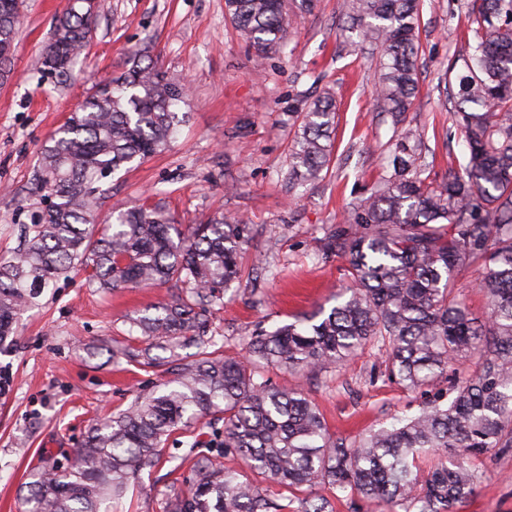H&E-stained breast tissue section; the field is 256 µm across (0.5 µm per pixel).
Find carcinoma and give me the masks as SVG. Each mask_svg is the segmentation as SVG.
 Listing matches in <instances>:
<instances>
[{
    "mask_svg": "<svg viewBox=\"0 0 512 512\" xmlns=\"http://www.w3.org/2000/svg\"><path fill=\"white\" fill-rule=\"evenodd\" d=\"M18 10L19 0H0V65L14 49ZM225 10L260 60L280 52L295 22L284 0H225ZM341 11L377 46L378 108L400 120L419 93L420 0H342ZM469 20L472 43L453 97L469 149L465 175L440 184L420 177L421 136L401 128L392 172L320 239L322 255L348 263L335 305L259 327L242 356L224 354L205 328L209 308L239 281L244 220L219 212L182 233L165 208L141 204L98 224L101 179L165 147L184 85L135 56L51 134L34 178L46 207L24 246L0 258V345L53 279L79 268L98 288L171 283L184 293L137 320L146 345L125 349L130 361L153 367L152 350L179 342L198 353L175 380L96 424L72 457L32 469L24 512H99L193 422L208 424L212 438L188 490L165 512H290L288 497H267L250 473L304 492L301 512H329L321 486L355 492L379 512H456L472 496V460L512 451V0H473ZM94 21L86 0H67L42 50L43 70L66 81ZM298 120L288 183L304 186L330 161L331 92L305 101ZM475 264L482 319L453 283ZM368 344L384 349L388 376L407 389L433 385L451 364L458 377L417 414L347 440L329 433L301 386H274L250 368L318 373ZM424 456L432 465L422 478Z\"/></svg>",
    "mask_w": 512,
    "mask_h": 512,
    "instance_id": "obj_1",
    "label": "carcinoma"
}]
</instances>
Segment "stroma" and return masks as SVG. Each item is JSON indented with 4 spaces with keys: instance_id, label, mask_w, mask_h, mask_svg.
I'll return each mask as SVG.
<instances>
[{
    "instance_id": "stroma-1",
    "label": "stroma",
    "mask_w": 512,
    "mask_h": 512,
    "mask_svg": "<svg viewBox=\"0 0 512 512\" xmlns=\"http://www.w3.org/2000/svg\"><path fill=\"white\" fill-rule=\"evenodd\" d=\"M281 51L257 60L224 0H97V20L75 77L43 72L60 0H24L16 48L0 74V258L21 246L25 226L42 208L33 180L40 152L92 88L129 66L134 54L184 82L183 120L160 154L106 179L104 209L130 202L164 207L181 228L221 211L243 217L252 241L242 254V281L209 314V334L225 353H241L259 325L291 321L328 305L348 281L342 258L317 257L326 227L342 223L352 203L388 173L392 119L377 109L374 52L351 32L340 0L298 8ZM471 0H424L420 25L419 99L405 123L422 135L418 162L439 183L465 165L468 149L455 127V83L469 52ZM330 90L337 125L322 180L287 192L283 177L303 99ZM166 285L104 292L77 270L46 288L22 312L9 346L0 349V512H22L34 467L59 450L80 447L96 423L151 394L195 358L192 347L161 351L162 364L128 362L133 321L170 303ZM300 383L335 436L353 439L415 413L425 390L388 379L378 347L366 346L345 367L308 374ZM205 424L168 441L163 462L140 472L134 487L100 512H164L185 490L196 458L189 451ZM476 489L458 512H512V454L475 459Z\"/></svg>"
}]
</instances>
